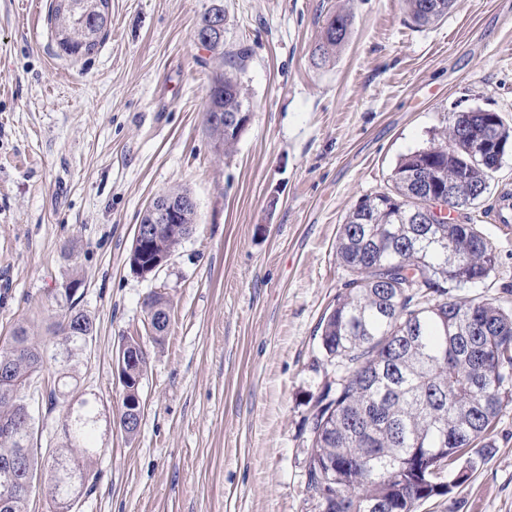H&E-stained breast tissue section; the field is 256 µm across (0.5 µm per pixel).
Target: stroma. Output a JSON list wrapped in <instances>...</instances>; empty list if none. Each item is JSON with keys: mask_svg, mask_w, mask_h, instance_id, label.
<instances>
[{"mask_svg": "<svg viewBox=\"0 0 512 512\" xmlns=\"http://www.w3.org/2000/svg\"><path fill=\"white\" fill-rule=\"evenodd\" d=\"M49 4L0 0V347L20 322L53 344L54 296L79 275L96 333L69 399L95 403L102 453L72 512H316L308 417L337 373L316 329L348 279L340 227L453 114L512 126V0H455L428 26L405 0H110L108 37L76 61ZM214 7L225 43L251 55L252 119L227 157L207 129L212 60L196 36ZM338 12L349 38L318 58ZM174 189L193 196L195 229L140 276L136 226ZM505 194L512 153L466 213L496 266L450 289L457 300L512 309ZM155 292L170 304L158 344L144 307ZM126 337L149 352L131 440L116 423ZM472 457L470 477L417 512H512V404Z\"/></svg>", "mask_w": 512, "mask_h": 512, "instance_id": "1", "label": "stroma"}]
</instances>
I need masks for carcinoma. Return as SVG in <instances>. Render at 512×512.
Returning <instances> with one entry per match:
<instances>
[{
    "label": "carcinoma",
    "mask_w": 512,
    "mask_h": 512,
    "mask_svg": "<svg viewBox=\"0 0 512 512\" xmlns=\"http://www.w3.org/2000/svg\"><path fill=\"white\" fill-rule=\"evenodd\" d=\"M110 0H51L49 20L59 47L71 57L90 54L111 26ZM412 20L433 24L454 0H406ZM209 10L198 28L210 33L205 49L217 61L206 113L248 110L242 80L250 55L224 45L211 27ZM350 19L330 17L321 56L348 37ZM216 148L229 151L238 137L210 128ZM512 151V129L496 112H460L437 142L397 163L392 185L367 195L341 225L336 257L349 273L345 291L322 316L320 348L344 375L327 383L309 416L311 446L306 459L307 491L319 512H416L420 502L451 492L442 478L448 462L488 438L503 406L512 403V311L487 300L448 298V284H477L496 264L492 245L474 224H414L409 211L420 196L419 178L435 180L463 210L489 193L500 167L498 154ZM195 211L181 218V235L162 234L153 250L173 254L194 230ZM48 330L60 338L59 368L46 392L49 410H59L61 442L55 449L49 487L58 506H72L99 453L98 412L87 400L71 406L75 358L87 354L95 324L79 298L59 293ZM150 329L159 340L169 325V302L160 293L146 302ZM140 355L129 388L139 391L147 353L135 340L122 343ZM45 345L27 324L17 325L0 348V369L14 384L0 386V492L19 484L0 512H28L41 449L34 447L36 418L27 393L45 369Z\"/></svg>",
    "instance_id": "1"
}]
</instances>
